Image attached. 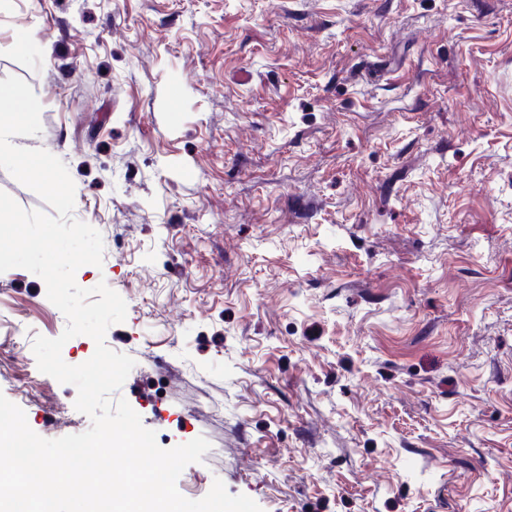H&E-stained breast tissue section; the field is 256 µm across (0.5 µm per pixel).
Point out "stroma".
Returning a JSON list of instances; mask_svg holds the SVG:
<instances>
[{"label": "stroma", "instance_id": "1", "mask_svg": "<svg viewBox=\"0 0 512 512\" xmlns=\"http://www.w3.org/2000/svg\"><path fill=\"white\" fill-rule=\"evenodd\" d=\"M27 34L26 50L16 48ZM99 282L118 397L179 492L262 512H512V0H0ZM63 313L0 273V394L87 431L40 372Z\"/></svg>", "mask_w": 512, "mask_h": 512}]
</instances>
